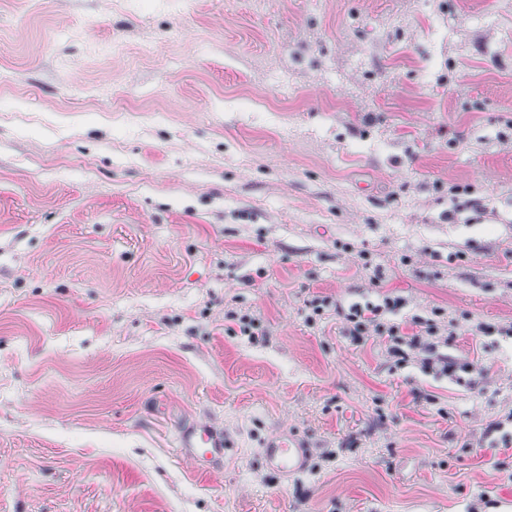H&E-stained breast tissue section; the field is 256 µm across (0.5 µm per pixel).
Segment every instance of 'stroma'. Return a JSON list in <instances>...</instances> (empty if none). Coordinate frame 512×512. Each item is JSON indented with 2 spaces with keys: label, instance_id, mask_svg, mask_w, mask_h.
Here are the masks:
<instances>
[{
  "label": "stroma",
  "instance_id": "35a3bbf8",
  "mask_svg": "<svg viewBox=\"0 0 512 512\" xmlns=\"http://www.w3.org/2000/svg\"><path fill=\"white\" fill-rule=\"evenodd\" d=\"M315 293L512 324V0H0V512H512V336ZM405 304L404 298L393 295H384L378 303L357 302L347 308L341 302L319 294L312 295L305 302L310 311L308 323L321 318L327 309H333L343 324L344 336H350L353 343L365 344L371 338H380L392 363L390 370L403 366L412 357L424 371L437 376L456 377L458 371L473 372L472 364H459L448 353L440 351L442 346L448 345V336H453L458 327L448 333L447 325L444 329L434 318L418 314L392 319L390 315H397ZM458 329L474 337L489 336L495 330L486 323ZM178 446L195 462L218 461L224 456V431L209 423L191 421L181 426ZM267 465L281 475H293L305 469L306 450L299 444L274 440L264 448Z\"/></svg>",
  "mask_w": 512,
  "mask_h": 512
}]
</instances>
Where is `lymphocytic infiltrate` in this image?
<instances>
[{
    "label": "lymphocytic infiltrate",
    "mask_w": 512,
    "mask_h": 512,
    "mask_svg": "<svg viewBox=\"0 0 512 512\" xmlns=\"http://www.w3.org/2000/svg\"><path fill=\"white\" fill-rule=\"evenodd\" d=\"M405 304L404 298L393 295L383 296L377 303L357 302L348 306L319 294L305 302L313 320L326 310H333L343 325L344 335L350 336L353 343L363 344L375 337L381 339L393 367L403 366L413 358L424 371L438 376L467 373L469 386H476L477 381L471 376L472 364L458 363L444 353L443 348L448 343L444 328L434 318L403 314Z\"/></svg>",
    "instance_id": "obj_1"
}]
</instances>
